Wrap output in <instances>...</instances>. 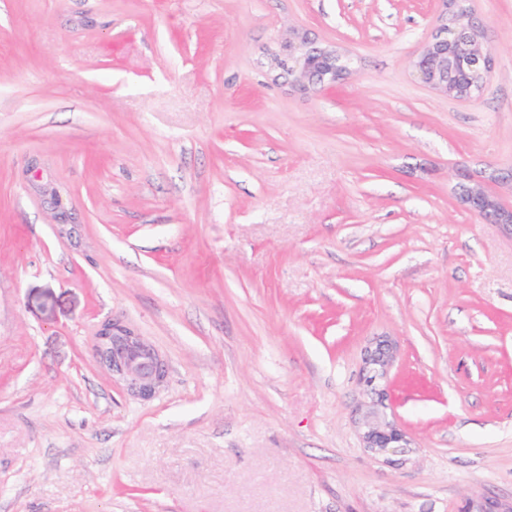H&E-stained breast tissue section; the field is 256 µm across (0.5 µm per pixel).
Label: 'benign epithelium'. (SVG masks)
<instances>
[{"instance_id":"obj_1","label":"benign epithelium","mask_w":512,"mask_h":512,"mask_svg":"<svg viewBox=\"0 0 512 512\" xmlns=\"http://www.w3.org/2000/svg\"><path fill=\"white\" fill-rule=\"evenodd\" d=\"M446 11L433 39L413 63L418 80L426 87L461 100L476 97L492 71L491 49L484 44L479 28L462 0H443ZM288 74L307 87L345 78L346 66L337 50L315 47L298 36L291 47ZM460 199L473 210L512 231V205L489 194L481 180L461 186ZM95 356L131 397L149 401L164 387L168 364L163 354L134 328L115 320L104 322L94 336ZM395 359L392 347L378 344L367 351L362 380L371 396L372 409L363 422L364 447L378 455L406 452L410 439L388 419L384 385Z\"/></svg>"}]
</instances>
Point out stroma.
I'll use <instances>...</instances> for the list:
<instances>
[{
	"mask_svg": "<svg viewBox=\"0 0 512 512\" xmlns=\"http://www.w3.org/2000/svg\"><path fill=\"white\" fill-rule=\"evenodd\" d=\"M481 92L413 62L442 0H0V512L512 503V0ZM349 75L301 90L293 31ZM169 362L151 401L106 320ZM388 342L403 456L364 448ZM460 199L465 207L490 218L495 224L506 227L512 234V204L506 205L489 194L484 181L478 180L461 185ZM95 356L131 397L149 401L164 387L168 364L163 354L134 328L104 322L94 336Z\"/></svg>",
	"mask_w": 512,
	"mask_h": 512,
	"instance_id": "obj_1",
	"label": "stroma"
}]
</instances>
